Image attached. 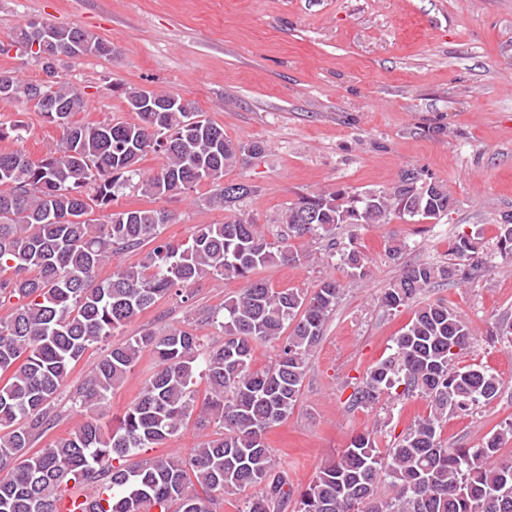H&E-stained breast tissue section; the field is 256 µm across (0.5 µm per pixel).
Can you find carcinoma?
<instances>
[{"label": "carcinoma", "mask_w": 512, "mask_h": 512, "mask_svg": "<svg viewBox=\"0 0 512 512\" xmlns=\"http://www.w3.org/2000/svg\"><path fill=\"white\" fill-rule=\"evenodd\" d=\"M77 33L105 42L78 26L57 28L56 42L62 46ZM13 42L31 57L28 27L15 28ZM141 96L140 88L124 91L136 123H79L74 116L86 108L84 93L60 76L33 82L0 73L1 100L32 104L63 129L60 144L39 159L0 150V306L17 300L0 316V512H59V498L71 487L94 488L80 512H213L217 500L254 488L240 512H279L292 497L288 478L275 471L267 433L297 406L342 285L330 278L310 294L255 277L262 267L297 258L236 213L255 189L227 195L233 183L224 181L225 172L248 149L264 151L262 143L229 138L190 101L151 112L138 105ZM24 132L20 121L0 123V141L20 142ZM149 152L163 164L145 176L138 163ZM202 182L213 186L207 205L228 216L222 224L197 225L184 242L160 239L172 220L164 209L113 207L128 190L173 197ZM451 204L445 186L409 169L391 187L359 196L344 188L302 196L282 223L290 236L329 238L328 258L361 277L369 257L352 238L336 241V228L437 219ZM498 229L495 251L512 259V214L501 216ZM151 243L139 263L118 261ZM483 252L475 234L458 235L447 264L405 266L380 306L396 310L437 281L470 280L482 269ZM107 266L110 275L99 278ZM206 277L245 282L206 318L222 337L206 345L196 330L176 328L112 347L79 392L85 409L104 410L144 352L158 363L118 425L106 431L92 418L32 451L53 428L50 405L85 353L173 289L187 291ZM471 339L468 322L448 304L419 307L351 401L370 405L401 386L404 395L426 398L429 414L383 451L376 434L356 436L299 494L298 512H512V459L499 458L512 438V419L476 448H448L441 440L443 422L490 402L504 384L483 367L459 365ZM258 344L277 347L275 362L263 370L252 367ZM194 417L216 429L190 457L130 462L173 441ZM382 483L391 490L387 499L376 497Z\"/></svg>", "instance_id": "cac0c4a2"}]
</instances>
